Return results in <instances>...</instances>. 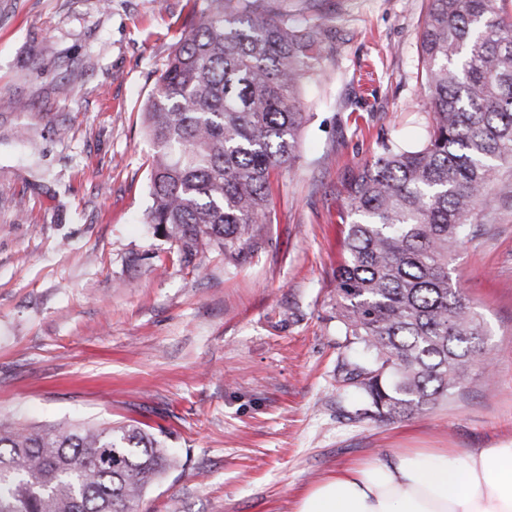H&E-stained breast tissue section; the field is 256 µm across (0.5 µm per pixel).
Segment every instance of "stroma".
Segmentation results:
<instances>
[{
  "instance_id": "stroma-1",
  "label": "stroma",
  "mask_w": 512,
  "mask_h": 512,
  "mask_svg": "<svg viewBox=\"0 0 512 512\" xmlns=\"http://www.w3.org/2000/svg\"><path fill=\"white\" fill-rule=\"evenodd\" d=\"M327 32L295 161L238 265L155 234L140 109L204 0H0V417L135 425L177 459L137 512H296L336 470L512 443V167L451 263L489 349L423 413L359 417L336 327L342 180L423 140L427 0H271ZM67 83L69 95L56 91Z\"/></svg>"
}]
</instances>
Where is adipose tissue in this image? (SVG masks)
Instances as JSON below:
<instances>
[{"label": "adipose tissue", "instance_id": "adipose-tissue-1", "mask_svg": "<svg viewBox=\"0 0 512 512\" xmlns=\"http://www.w3.org/2000/svg\"><path fill=\"white\" fill-rule=\"evenodd\" d=\"M298 512H512V446L466 456L415 448L330 475Z\"/></svg>", "mask_w": 512, "mask_h": 512}]
</instances>
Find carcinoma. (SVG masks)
Wrapping results in <instances>:
<instances>
[{
	"instance_id": "carcinoma-1",
	"label": "carcinoma",
	"mask_w": 512,
	"mask_h": 512,
	"mask_svg": "<svg viewBox=\"0 0 512 512\" xmlns=\"http://www.w3.org/2000/svg\"><path fill=\"white\" fill-rule=\"evenodd\" d=\"M264 0H208L142 114L154 153L150 223L184 258L234 265L268 223L272 174L296 157L301 89L324 27ZM420 35L426 137L381 141L346 180L336 322L356 354L360 415L411 418L467 387L485 331L448 271L480 198L512 165V13L506 0H428ZM173 456L131 425L0 420V512H134Z\"/></svg>"
}]
</instances>
